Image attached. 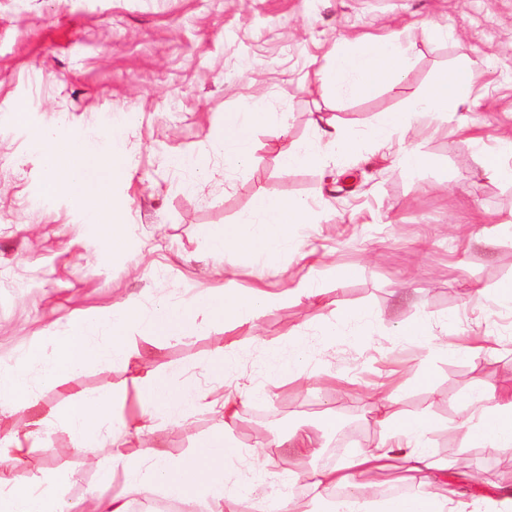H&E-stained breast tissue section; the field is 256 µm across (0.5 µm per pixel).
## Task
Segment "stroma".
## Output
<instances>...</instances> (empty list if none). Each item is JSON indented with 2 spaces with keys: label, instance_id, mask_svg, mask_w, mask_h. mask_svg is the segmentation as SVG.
Here are the masks:
<instances>
[{
  "label": "stroma",
  "instance_id": "35a3bbf8",
  "mask_svg": "<svg viewBox=\"0 0 512 512\" xmlns=\"http://www.w3.org/2000/svg\"><path fill=\"white\" fill-rule=\"evenodd\" d=\"M404 35L414 58L401 81L345 100L317 82L339 40ZM463 52L473 61V98L406 127L405 143L430 163L405 173L395 150L375 145L370 131ZM21 101L24 125L11 113ZM254 103L273 119L252 134L249 172H229L218 143L224 115ZM328 125L352 135L357 150L333 165L282 167V154ZM42 129L122 136L127 164L112 182L122 248L112 249L65 197L42 194L46 172L33 145ZM507 136L512 0H0V361L32 349L53 358L69 322L125 300L194 309L228 283L243 295L261 287L283 296L256 325L210 317L182 336L138 340L144 361L90 365L63 384L38 386L36 409L0 408V438L28 431L35 414L60 413L81 393L115 394V417L128 415L134 379L151 368L176 381L212 374L213 396L235 387L264 398L242 409L240 446L269 440L271 413L286 431L308 429L321 443L307 462L284 448L230 485L255 501L281 495L289 472L320 470L329 454L344 458L379 441L366 396L397 369L407 382L398 408L433 419L430 449L447 461L464 501L512 485V466L464 447L462 427L472 379L512 388V302L497 294L512 281V182L483 165L485 151ZM197 155L208 158L201 176L184 164ZM261 194L330 206L280 252L283 275L235 251L209 250L210 237L237 224ZM342 267L355 275L338 281ZM303 278L320 289L317 301L288 297ZM348 308L366 320L343 323ZM407 322L422 323L428 340L405 341L399 328ZM477 333L495 337L493 351L463 357L436 349ZM292 343L312 374L302 384L274 370ZM221 346L225 369L210 361ZM424 371L431 379L422 385L415 377ZM329 414L335 427L323 425ZM223 425L221 413L200 409L179 428L143 434L127 453L146 462L161 446L182 458ZM12 474L20 482L62 476L73 501L97 489L126 492L122 468L101 486L61 425Z\"/></svg>",
  "mask_w": 512,
  "mask_h": 512
}]
</instances>
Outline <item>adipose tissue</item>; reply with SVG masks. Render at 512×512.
Returning a JSON list of instances; mask_svg holds the SVG:
<instances>
[{
    "mask_svg": "<svg viewBox=\"0 0 512 512\" xmlns=\"http://www.w3.org/2000/svg\"><path fill=\"white\" fill-rule=\"evenodd\" d=\"M411 54V44L392 39L371 40L356 50L344 41L333 53L332 66L317 71L316 78L336 95L364 96L382 83L398 80L408 69ZM471 65V59L461 58L458 66L438 76L433 86L413 102L410 111L385 114L373 127L372 139L381 146H390L410 119L441 115L469 102L474 93ZM270 118V113L249 105L225 113L221 145L229 169L238 170L248 164L251 133ZM34 140L46 171L43 194L66 196L89 223H107L115 207L112 177L125 163L120 143L114 140L105 146L88 137L66 139L54 130L39 131ZM326 145L342 154L354 149L352 138L323 128L317 141L285 154L281 164L288 169L324 162L322 148ZM310 211L309 204L300 200L258 196L250 214L212 238L211 249L220 254L230 247L263 266L274 267L282 247L293 242L296 226L308 223ZM137 386L139 412L123 422L121 428L110 425L116 399L108 393L76 398L61 419L45 416L34 421L37 429L46 431L63 423L72 438L81 441L86 453L94 455L107 449L113 462L123 467L127 495L97 494L70 502L60 485L49 477L18 485L10 466L29 456L31 444L29 436L16 434L9 440H0V512H129V496L148 495L158 486L175 501L194 497L203 512H268L265 502L258 501L247 508L240 497L227 493V463L245 462L259 454L270 456L282 448L291 449L302 459L313 453V439L301 428L273 436L258 450L240 446L233 430L248 398L239 390L228 389L219 403L224 413L223 428L202 442L193 455L174 459L159 448L149 462L131 460L126 450L143 433L179 425L192 412L209 404L207 392L191 376L175 386L169 375L149 370L138 377ZM471 386L476 405L464 422L466 446L487 449L511 462L512 388H499L480 378L472 379ZM400 390V385L383 382L369 397V405L387 433L386 439L359 449L336 467L314 472L312 486L318 495L347 490L348 497L337 502L336 512H370L368 475L397 466L418 484L414 500L419 512H460L453 485L446 483L438 488L432 482L433 477L445 475L448 470L447 462L435 458L428 448L433 422L427 417L404 420L395 406Z\"/></svg>",
    "mask_w": 512,
    "mask_h": 512,
    "instance_id": "1",
    "label": "adipose tissue"
}]
</instances>
